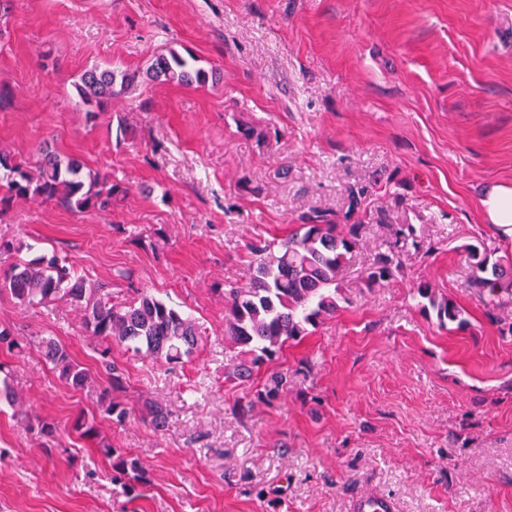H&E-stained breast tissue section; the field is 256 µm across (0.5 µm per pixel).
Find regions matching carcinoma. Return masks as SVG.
<instances>
[{
	"label": "carcinoma",
	"mask_w": 512,
	"mask_h": 512,
	"mask_svg": "<svg viewBox=\"0 0 512 512\" xmlns=\"http://www.w3.org/2000/svg\"><path fill=\"white\" fill-rule=\"evenodd\" d=\"M146 76L185 86L202 85L209 79L208 72L196 66L195 58L188 59L174 49L156 56ZM135 82L134 73L92 66L82 72L75 88L92 119L103 111L108 100L129 90ZM0 180L6 186V194L0 197L3 208L15 199L40 198L55 199L73 212L104 211L127 193L120 183L109 182L96 173L82 175L79 161H65L47 148L39 151L33 172L24 161L12 164L0 156ZM359 229L357 222L340 226L315 211L288 238L278 243L260 239L250 244L253 259L248 276L224 289V342L250 358L237 361L226 371L227 378L250 381L260 365L273 359L286 343L301 341L310 329L336 313L339 275L356 245ZM495 252L483 244L467 247L468 286L487 295L493 305L500 303L502 295L512 293V263L492 260ZM398 267L394 252L379 255L366 272V287H383L393 279ZM0 289L25 306L64 299L80 307L84 328L100 339L97 353L108 383L101 394L102 412L120 425L131 409L112 397V393L125 389L124 370L112 360V345H123L167 364L191 357L199 345L195 322L172 305L148 293L130 303H114L101 289L88 287L72 267L55 257L16 263L0 278ZM413 289L427 301L425 308L434 311L440 325L458 329L468 326L465 310L452 298L439 294L431 281L420 280ZM39 348L45 361L72 390L83 391L93 383L89 370L62 343L43 338ZM284 385L283 376L274 374L258 398L271 404L279 398ZM141 411L156 429L167 423L168 410L155 401H145ZM71 431L84 440L98 439L95 419L83 414L72 420ZM102 451L115 459V473L142 477L136 460L106 444Z\"/></svg>",
	"instance_id": "cac0c4a2"
}]
</instances>
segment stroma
I'll return each instance as SVG.
<instances>
[{
    "instance_id": "obj_1",
    "label": "stroma",
    "mask_w": 512,
    "mask_h": 512,
    "mask_svg": "<svg viewBox=\"0 0 512 512\" xmlns=\"http://www.w3.org/2000/svg\"><path fill=\"white\" fill-rule=\"evenodd\" d=\"M172 48L215 79L141 82L87 120L86 67L142 72ZM45 145L127 194L107 211L1 210L0 239L23 249L0 252V274L54 256L113 301L145 290L177 306L202 339L170 365L113 346L134 408L121 425L100 413L104 380L72 390L34 345L0 356V512H355L365 495L394 512H512V304L489 312L465 252L512 255L478 202L512 184V0H0V154L33 161ZM313 210L360 224L339 308L235 384L224 285L245 279L248 243ZM397 224L419 246L366 288ZM423 278L467 330L420 310ZM1 325L98 367L69 302L2 291ZM275 372L288 384L270 406L257 393ZM146 399L169 410L164 429ZM82 412L147 483L115 479L100 444L71 432Z\"/></svg>"
}]
</instances>
